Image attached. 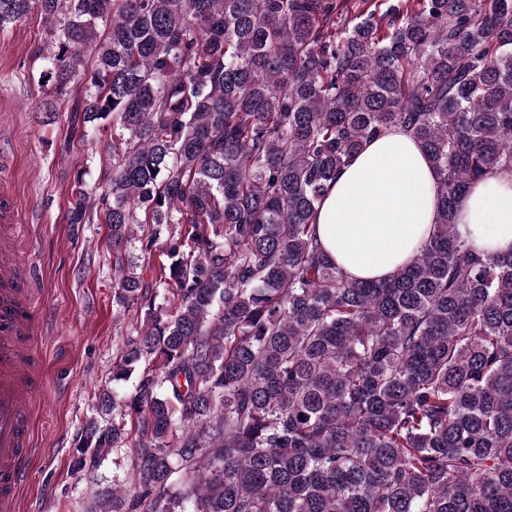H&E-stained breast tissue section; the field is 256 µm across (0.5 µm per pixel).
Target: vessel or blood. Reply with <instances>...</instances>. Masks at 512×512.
<instances>
[{
  "instance_id": "obj_1",
  "label": "vessel or blood",
  "mask_w": 512,
  "mask_h": 512,
  "mask_svg": "<svg viewBox=\"0 0 512 512\" xmlns=\"http://www.w3.org/2000/svg\"><path fill=\"white\" fill-rule=\"evenodd\" d=\"M0 153V512H13L26 481L31 416L42 381L35 337L42 320L34 278L19 254L23 227Z\"/></svg>"
}]
</instances>
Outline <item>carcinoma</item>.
I'll return each instance as SVG.
<instances>
[{
	"label": "carcinoma",
	"mask_w": 512,
	"mask_h": 512,
	"mask_svg": "<svg viewBox=\"0 0 512 512\" xmlns=\"http://www.w3.org/2000/svg\"><path fill=\"white\" fill-rule=\"evenodd\" d=\"M352 2L0 0V31L40 13L55 94L82 77L72 124L112 142L102 208L79 189L69 214L110 226L136 315L112 365L132 389L77 448L89 470L129 452L90 512H512V252L455 224L512 176V0ZM394 126L438 223L353 280L315 218ZM135 239L158 256L140 273Z\"/></svg>",
	"instance_id": "obj_1"
}]
</instances>
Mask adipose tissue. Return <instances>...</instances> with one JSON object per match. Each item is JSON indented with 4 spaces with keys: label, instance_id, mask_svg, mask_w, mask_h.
Returning a JSON list of instances; mask_svg holds the SVG:
<instances>
[{
    "label": "adipose tissue",
    "instance_id": "ef3b65f1",
    "mask_svg": "<svg viewBox=\"0 0 512 512\" xmlns=\"http://www.w3.org/2000/svg\"><path fill=\"white\" fill-rule=\"evenodd\" d=\"M436 182L416 139L392 128L330 183L316 216L319 243L349 277H390L434 232ZM457 232L477 252L512 251V178L473 185L458 202Z\"/></svg>",
    "mask_w": 512,
    "mask_h": 512
}]
</instances>
